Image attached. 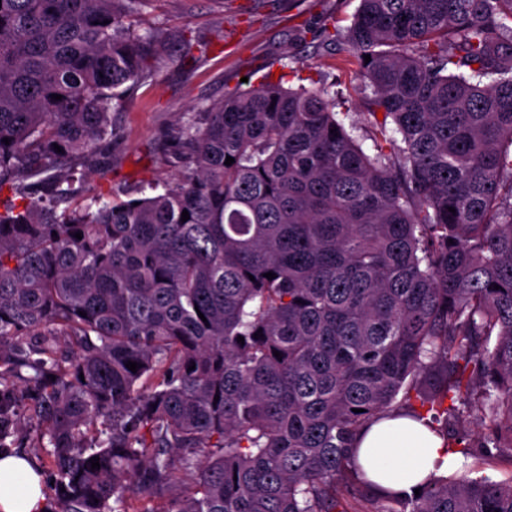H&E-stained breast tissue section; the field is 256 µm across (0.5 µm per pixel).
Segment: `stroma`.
<instances>
[{"instance_id":"obj_1","label":"stroma","mask_w":512,"mask_h":512,"mask_svg":"<svg viewBox=\"0 0 512 512\" xmlns=\"http://www.w3.org/2000/svg\"><path fill=\"white\" fill-rule=\"evenodd\" d=\"M358 6L359 0H149L139 25L162 32L154 73L114 116L106 178L88 175L87 185L102 180L120 191L171 180L175 171L160 153L170 129L283 63L298 62L314 80L342 91L345 123L364 126L371 90L354 79L346 52L321 35L327 17L349 25ZM186 38L199 45L189 55L182 50Z\"/></svg>"}]
</instances>
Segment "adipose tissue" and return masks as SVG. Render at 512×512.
<instances>
[{
	"instance_id": "ef3b65f1",
	"label": "adipose tissue",
	"mask_w": 512,
	"mask_h": 512,
	"mask_svg": "<svg viewBox=\"0 0 512 512\" xmlns=\"http://www.w3.org/2000/svg\"><path fill=\"white\" fill-rule=\"evenodd\" d=\"M357 462L382 488L413 495L436 468H453L456 457L442 436L408 417L382 419L356 441ZM41 476L22 456L0 459V512H46Z\"/></svg>"
}]
</instances>
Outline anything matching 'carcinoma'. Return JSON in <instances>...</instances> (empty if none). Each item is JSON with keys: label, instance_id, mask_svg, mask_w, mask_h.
<instances>
[{"label": "carcinoma", "instance_id": "cac0c4a2", "mask_svg": "<svg viewBox=\"0 0 512 512\" xmlns=\"http://www.w3.org/2000/svg\"><path fill=\"white\" fill-rule=\"evenodd\" d=\"M146 2L0 0V456L49 512H512V479L406 496L354 454L472 413L454 453L512 468V0L329 20L368 150L328 88L264 82L170 130L153 194L80 193L151 76Z\"/></svg>", "mask_w": 512, "mask_h": 512}]
</instances>
